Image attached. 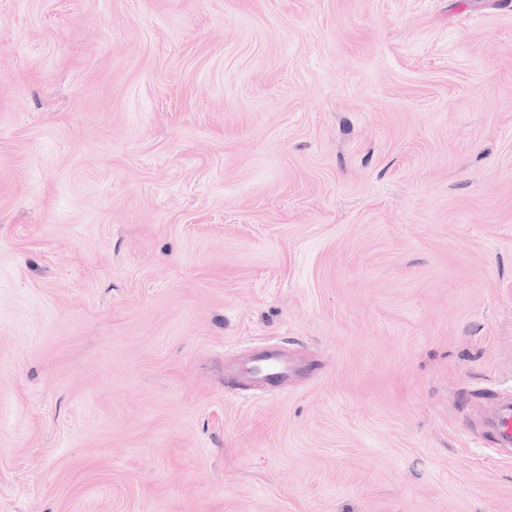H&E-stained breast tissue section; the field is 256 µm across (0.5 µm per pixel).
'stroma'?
<instances>
[{"label":"stroma","mask_w":512,"mask_h":512,"mask_svg":"<svg viewBox=\"0 0 512 512\" xmlns=\"http://www.w3.org/2000/svg\"><path fill=\"white\" fill-rule=\"evenodd\" d=\"M506 398L507 0H0V512H512Z\"/></svg>","instance_id":"stroma-1"}]
</instances>
